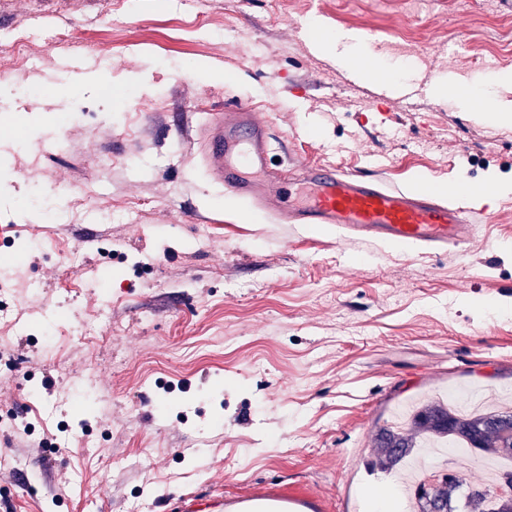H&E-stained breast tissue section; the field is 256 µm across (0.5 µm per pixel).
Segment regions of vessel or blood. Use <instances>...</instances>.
Here are the masks:
<instances>
[{
    "instance_id": "obj_1",
    "label": "vessel or blood",
    "mask_w": 512,
    "mask_h": 512,
    "mask_svg": "<svg viewBox=\"0 0 512 512\" xmlns=\"http://www.w3.org/2000/svg\"><path fill=\"white\" fill-rule=\"evenodd\" d=\"M203 136L206 159L226 194L285 223L331 226L349 237L408 247L458 245L471 236L467 208L364 174L306 166L308 192L293 198L267 170V123L250 108L211 114ZM315 507L311 497L267 487L230 498L185 494L173 500L170 512H314Z\"/></svg>"
}]
</instances>
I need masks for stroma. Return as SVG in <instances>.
I'll return each mask as SVG.
<instances>
[{"label": "stroma", "mask_w": 512, "mask_h": 512, "mask_svg": "<svg viewBox=\"0 0 512 512\" xmlns=\"http://www.w3.org/2000/svg\"><path fill=\"white\" fill-rule=\"evenodd\" d=\"M312 17L364 40L317 51ZM458 87L512 107V0H0V507L370 512L401 404L512 401V196L453 250L342 241L226 197L196 144L247 105L292 186L511 180L512 126ZM305 512L319 509L313 498L288 493L280 487H266L261 491L225 498L200 493L184 494L174 499L171 512Z\"/></svg>", "instance_id": "stroma-1"}]
</instances>
